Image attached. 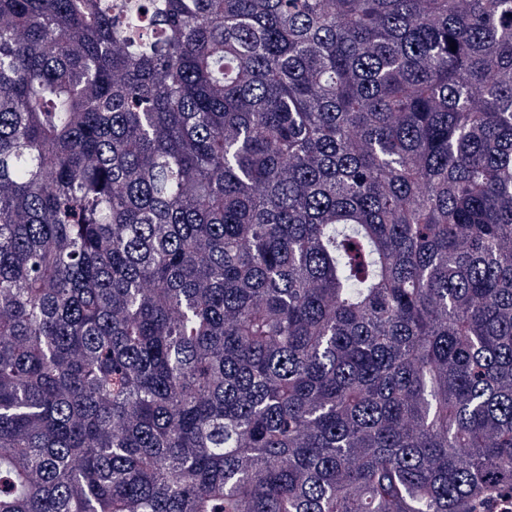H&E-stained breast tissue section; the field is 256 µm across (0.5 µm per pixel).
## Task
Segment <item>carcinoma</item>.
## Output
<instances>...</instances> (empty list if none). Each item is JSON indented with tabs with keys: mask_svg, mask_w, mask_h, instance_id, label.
<instances>
[{
	"mask_svg": "<svg viewBox=\"0 0 512 512\" xmlns=\"http://www.w3.org/2000/svg\"><path fill=\"white\" fill-rule=\"evenodd\" d=\"M509 495L512 0H0V512Z\"/></svg>",
	"mask_w": 512,
	"mask_h": 512,
	"instance_id": "obj_1",
	"label": "carcinoma"
}]
</instances>
